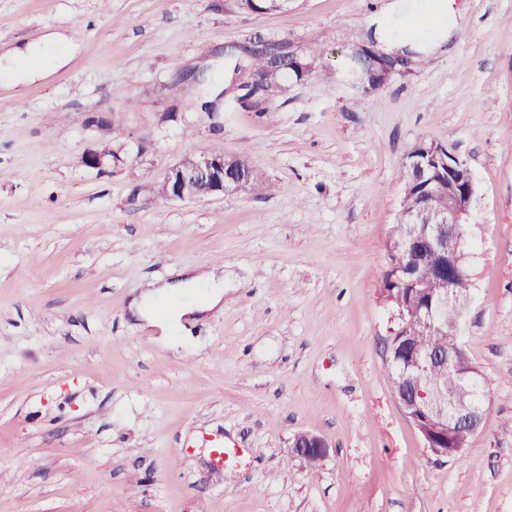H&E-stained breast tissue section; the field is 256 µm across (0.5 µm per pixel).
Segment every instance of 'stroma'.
I'll return each mask as SVG.
<instances>
[{
  "label": "stroma",
  "instance_id": "35a3bbf8",
  "mask_svg": "<svg viewBox=\"0 0 512 512\" xmlns=\"http://www.w3.org/2000/svg\"><path fill=\"white\" fill-rule=\"evenodd\" d=\"M375 4L0 0V56L69 58L0 75V512H512V0H455L448 44L366 92L341 72ZM256 39L318 57L250 96L224 48ZM420 141L475 183L462 345L489 414L458 458L424 447L386 362V243ZM208 150L264 185L157 203ZM218 264L224 308L190 335L130 312ZM301 431L329 444L316 468ZM219 444L242 451L233 479ZM295 456L307 459L310 453L316 454L321 460L329 454V444L327 441L316 434L301 432L294 436L291 446Z\"/></svg>",
  "mask_w": 512,
  "mask_h": 512
}]
</instances>
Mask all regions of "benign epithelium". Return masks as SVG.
Listing matches in <instances>:
<instances>
[{
  "instance_id": "7a95c632",
  "label": "benign epithelium",
  "mask_w": 512,
  "mask_h": 512,
  "mask_svg": "<svg viewBox=\"0 0 512 512\" xmlns=\"http://www.w3.org/2000/svg\"><path fill=\"white\" fill-rule=\"evenodd\" d=\"M366 52L355 51L356 61H365L366 68L355 66L356 78L367 82L363 86L371 90L378 69L395 71L394 64H382L376 59H364ZM402 165L413 171V183L421 184L415 192L416 202L400 213L399 223L402 233L393 240L395 250L396 275L410 278L416 284L427 288L421 271L422 260L416 258V245L427 242L430 260L433 261L432 283L435 289V306L425 314L429 325L439 327L447 310L460 311L468 301V296L452 287V283L464 273L465 255L460 250L461 224L468 214L474 195V178L468 164L451 149L443 145L419 142L412 146L403 158ZM260 177L252 165H244L237 158H227L222 153L204 152L185 155L171 167L157 184L155 192L168 200L199 201L217 195L232 194L241 181ZM412 356L420 364L432 366L439 362L442 367L460 375L465 384L479 377V373L469 370L466 360L455 351L448 354L425 353L418 346H412ZM395 392L403 410L419 432L424 447L437 457H449L448 449L435 444L428 434L432 428L443 436L448 432L475 435L483 426L482 407L467 399L464 389L448 392L446 406L418 417L415 411L423 409L434 400L433 392L417 387L412 394L401 388ZM292 452L300 458L313 453L323 459L329 454V444L316 434L301 432L294 436Z\"/></svg>"
}]
</instances>
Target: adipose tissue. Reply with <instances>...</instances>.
Masks as SVG:
<instances>
[{
	"mask_svg": "<svg viewBox=\"0 0 512 512\" xmlns=\"http://www.w3.org/2000/svg\"><path fill=\"white\" fill-rule=\"evenodd\" d=\"M371 21L375 26L377 51L390 57L408 50L424 55L438 51L459 28L461 17L448 0H382ZM173 288L178 291L175 308L167 315H155L153 303ZM223 300V276L212 272L185 274L176 284L151 286L132 299L130 309L141 321L166 334L183 328L185 318L195 319L221 308Z\"/></svg>",
	"mask_w": 512,
	"mask_h": 512,
	"instance_id": "1",
	"label": "adipose tissue"
}]
</instances>
